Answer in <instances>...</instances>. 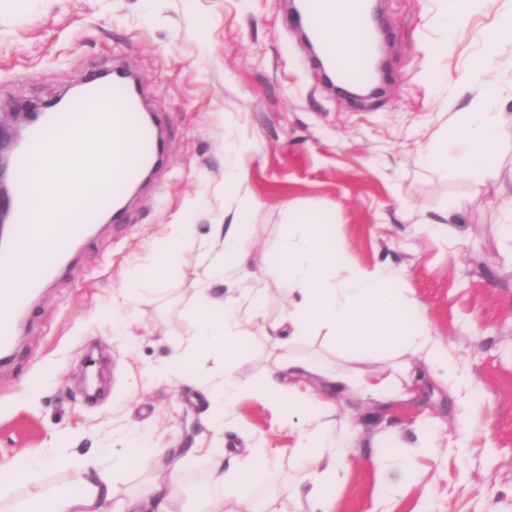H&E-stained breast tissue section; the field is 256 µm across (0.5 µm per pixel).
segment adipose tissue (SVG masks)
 Returning <instances> with one entry per match:
<instances>
[{
  "mask_svg": "<svg viewBox=\"0 0 512 512\" xmlns=\"http://www.w3.org/2000/svg\"><path fill=\"white\" fill-rule=\"evenodd\" d=\"M512 43V11L494 16L483 41V51L458 76L460 89L475 85L488 61L500 46ZM502 139L498 113L470 107L455 113L449 134L437 133L425 143L422 153L426 163L443 165L484 179L491 173V159ZM457 149H450V142ZM112 122L104 120L96 131L76 138L63 131L45 142L40 149V163L33 177L38 233L29 243L20 245L19 262L8 271H0V289L10 288L31 278L36 272L44 248L53 239L52 231L66 217L76 213L88 192H105L112 181ZM250 201H242L236 217L224 234L223 253L212 261L216 271H224L225 257L242 264L245 256L247 213ZM290 230L278 254L276 269L279 283L288 293L298 295L296 309L285 315L282 325V347L290 348L305 336H324L337 355L346 356L359 350H376L399 358L427 354L434 364L445 367L449 360L432 340L424 319L409 320V303L402 289L392 287L393 273L385 268L359 270L337 276L339 243L328 225L314 214L298 210L288 214ZM186 225H172L164 248L156 253L145 269L143 278L154 286L172 287L171 270L187 245ZM198 346L219 349L232 355V342L242 336L231 310L214 307L209 297H202L197 311ZM305 378L323 377L329 384H349L364 393H381L388 382L376 373L347 375L329 370L304 357L289 355L276 365L260 384L243 388L232 374L224 376V390L212 402L211 418L221 421L224 410L243 391L271 399L282 405L290 418H304L308 429L298 446L299 453L315 465L309 480L307 496L321 512H336L339 457H325L323 437L329 429L326 420L328 405L315 394L284 384L285 372ZM142 435L136 436L130 452L112 458L111 469H103L96 461L78 463L71 480L45 495L25 502L15 512H107L113 488L109 473L131 466L133 460L159 456ZM271 449L257 446L245 449L235 457L232 466H225L223 449L212 451L210 481L228 483L237 491L238 504H245L248 494L268 470ZM182 476L178 465L168 466L143 491L122 504L123 512H170Z\"/></svg>",
  "mask_w": 512,
  "mask_h": 512,
  "instance_id": "ef3b65f1",
  "label": "adipose tissue"
}]
</instances>
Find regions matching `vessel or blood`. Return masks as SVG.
Wrapping results in <instances>:
<instances>
[{
    "label": "vessel or blood",
    "mask_w": 512,
    "mask_h": 512,
    "mask_svg": "<svg viewBox=\"0 0 512 512\" xmlns=\"http://www.w3.org/2000/svg\"><path fill=\"white\" fill-rule=\"evenodd\" d=\"M333 20L331 0H302L297 11L288 17L290 25L315 41L320 40L324 27ZM361 34L363 51L346 62H337V50L324 47L319 50L320 62L335 78L338 87L368 86L375 79L371 61L378 35L367 24L363 25ZM80 100L86 105L95 103L103 106L112 115V133L117 144L112 164L115 176L107 194L89 196L79 212L56 226V245L44 252L38 272L10 289L6 304L0 306L2 356L12 350L19 318L30 311L42 283L54 277L62 257L86 238L91 224L97 223L104 208H111L113 221H120L133 183L143 171L162 162L165 155L162 123L159 118L145 116L143 80L126 65L116 63L110 71L88 77ZM89 119V114L77 112L69 102L43 106L23 139L15 146L16 188L7 203L14 222L8 229V245L0 247V270L12 269L18 262V245L30 241L35 235V227L31 223L34 214L32 175L40 147L58 130L81 132L84 122Z\"/></svg>",
    "instance_id": "vessel-or-blood-1"
}]
</instances>
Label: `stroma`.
<instances>
[{"label":"stroma","mask_w":512,"mask_h":512,"mask_svg":"<svg viewBox=\"0 0 512 512\" xmlns=\"http://www.w3.org/2000/svg\"><path fill=\"white\" fill-rule=\"evenodd\" d=\"M289 0H0V123L19 104L48 101L119 58L149 78L152 108L168 137L165 162L134 198L125 223H105L79 250L62 285L43 290L27 315L15 356L0 367V466L40 456L65 433L40 480L0 487L24 500L67 483L72 463H108L135 431L149 432L162 456L113 477L111 508L152 473L183 460L172 512H201L210 449L262 445L274 463L252 492L254 512H313L306 481L314 469L297 453L305 422L281 405L246 394L210 423V397L224 379V354L195 346L202 257L216 250L214 227L230 223L248 198V274L212 284L210 298L234 306L246 331L233 363L243 381H261L283 354L277 325L296 302L277 285L275 261L289 209L328 217L348 270L397 272L412 310L428 320L469 382L459 394L425 359L339 357L308 336L299 355L326 366L382 371L393 397L321 390L334 406L341 454L336 512H512V240L499 199L512 197V101L496 104L509 137L486 186L421 160V145L453 113L480 100L459 91L458 75L483 46L486 26L512 0H485L447 35L443 0H382L386 91L359 106L324 89L307 67L308 49L287 32ZM440 62L443 84L431 77ZM234 162L235 184L224 181ZM190 227L173 287L125 301L164 245L171 225ZM264 290L261 311L249 291ZM127 303L130 332L113 329ZM189 352L180 374L174 351ZM391 440L414 476L382 470L376 445ZM432 452H422L425 440ZM394 485L390 499L374 495Z\"/></svg>","instance_id":"stroma-1"}]
</instances>
